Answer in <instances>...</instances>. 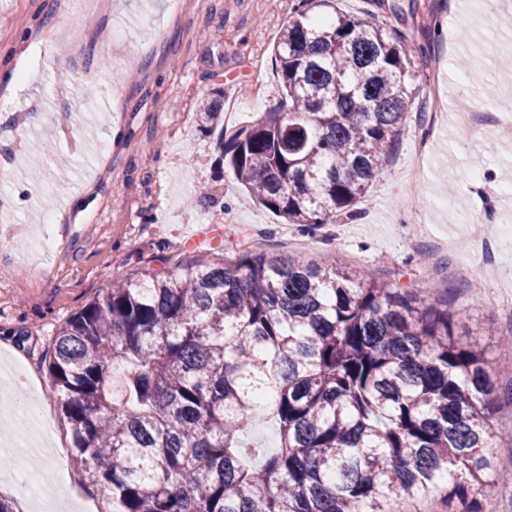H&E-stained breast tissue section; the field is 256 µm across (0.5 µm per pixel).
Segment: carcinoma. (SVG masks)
I'll return each instance as SVG.
<instances>
[{
  "label": "carcinoma",
  "mask_w": 512,
  "mask_h": 512,
  "mask_svg": "<svg viewBox=\"0 0 512 512\" xmlns=\"http://www.w3.org/2000/svg\"><path fill=\"white\" fill-rule=\"evenodd\" d=\"M300 0L274 46L288 107L219 163L288 224H334L392 154L418 93L406 38ZM223 101L202 103L205 127ZM448 300L242 251L113 282L55 337L47 373L90 483L120 512H404L493 494L498 393ZM267 448L243 440L260 415ZM466 507L468 506L454 503L452 509H448L439 495L432 494L425 498L410 501L406 506V512H446L444 510H449L447 512H464L467 510Z\"/></svg>",
  "instance_id": "1"
}]
</instances>
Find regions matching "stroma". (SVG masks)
Masks as SVG:
<instances>
[{
  "mask_svg": "<svg viewBox=\"0 0 512 512\" xmlns=\"http://www.w3.org/2000/svg\"><path fill=\"white\" fill-rule=\"evenodd\" d=\"M0 0V56L24 72L16 93L0 87V237L17 227L43 231L53 253L24 256L0 246V364L23 360L16 392L43 384L42 406L55 444L72 445L47 364L55 336L110 281L140 273L161 257L168 268L232 252L302 255L335 263L408 290L429 304L449 297L464 312L455 331L480 341L500 388L489 454L491 475L512 473V347L484 335L512 330V0H327L324 12L372 13L389 33L405 35L425 112L411 110L399 147L373 181L354 217L310 229L279 221L217 166L221 133L249 126L281 107L274 45L300 0ZM97 18L85 30L84 17ZM139 76L131 80L128 70ZM223 92V130H200L197 113ZM478 112L482 140L462 123ZM47 143L32 151L33 141ZM109 153H102V145ZM424 154H417V146ZM209 186L215 202L197 200ZM223 233L219 246L186 247L196 227ZM492 267L472 287L458 266ZM25 463L0 467V497L14 512H45L27 500L25 471L47 462L28 446ZM66 465L80 492L60 489L72 512L101 497L75 457Z\"/></svg>",
  "mask_w": 512,
  "mask_h": 512,
  "instance_id": "35a3bbf8",
  "label": "stroma"
}]
</instances>
